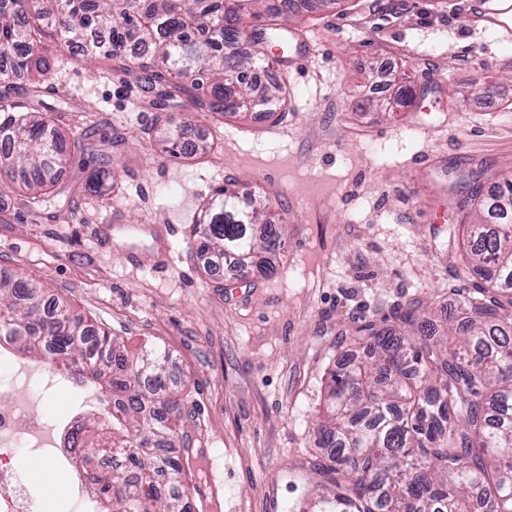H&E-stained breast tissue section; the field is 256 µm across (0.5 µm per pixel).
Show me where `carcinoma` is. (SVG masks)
<instances>
[{"label": "carcinoma", "instance_id": "1", "mask_svg": "<svg viewBox=\"0 0 512 512\" xmlns=\"http://www.w3.org/2000/svg\"><path fill=\"white\" fill-rule=\"evenodd\" d=\"M284 7L273 0H0V99L17 78L38 96L51 75L50 57H106L142 71L144 89L160 86L175 112H241L280 99L277 82L260 84L267 44L286 38L278 23ZM262 17L250 34L252 49L238 50L244 18ZM109 32L107 48L77 54L90 31ZM400 69L394 101L416 96ZM0 179L18 185V208L38 221L57 186L56 173L71 153L93 152L83 138L66 139L46 112L0 108ZM172 157L186 149L174 128L164 132ZM88 191L112 189V173L89 177ZM474 222L448 228L446 249L458 255L454 279L479 277L482 285L445 312L447 341H438L417 304L397 311L404 331L367 324L354 343L372 362L349 359L330 373L317 447L326 450L333 488L320 487L302 512H512V177L489 194L476 190ZM200 249L224 256L239 269L273 267L284 245V225L269 204L240 205L226 187L204 210ZM256 224L266 233L258 237ZM0 336L20 351L69 362L76 382L108 391L110 423L85 428L83 447L108 452L112 483L89 472L100 512H187L191 437L179 422L184 404L170 372L169 354L154 346L137 353L107 330L95 328L55 300L45 307L44 285L22 273L0 276Z\"/></svg>", "mask_w": 512, "mask_h": 512}]
</instances>
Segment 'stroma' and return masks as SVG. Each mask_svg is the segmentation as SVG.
I'll return each instance as SVG.
<instances>
[{"label":"stroma","mask_w":512,"mask_h":512,"mask_svg":"<svg viewBox=\"0 0 512 512\" xmlns=\"http://www.w3.org/2000/svg\"><path fill=\"white\" fill-rule=\"evenodd\" d=\"M466 0H333L282 19L311 58L274 68L279 111L167 113L116 65L56 62L39 100L56 127L85 134L98 158L58 175L67 204L32 223L0 189V273L44 283L47 297L122 337L168 349L192 435L222 463L224 512H293L309 497L326 378L354 354L356 327L397 329L421 299L441 325L457 287L447 228L472 177L512 176V43L475 22ZM396 15L371 28L372 12ZM414 70L421 94L385 110L383 71ZM202 131L205 152L169 156L150 135L165 116ZM120 167L105 198L92 173ZM268 196L285 224L271 275L218 274L200 261L195 221L214 189ZM37 512H66L71 473L29 470Z\"/></svg>","instance_id":"obj_1"}]
</instances>
